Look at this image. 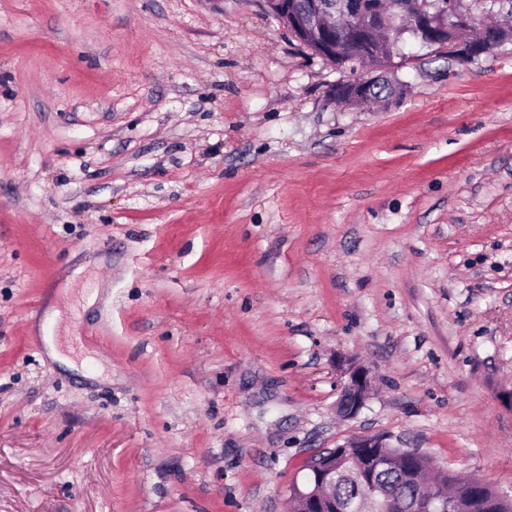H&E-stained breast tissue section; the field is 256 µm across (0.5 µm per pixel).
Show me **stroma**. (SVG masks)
<instances>
[{"label": "stroma", "mask_w": 512, "mask_h": 512, "mask_svg": "<svg viewBox=\"0 0 512 512\" xmlns=\"http://www.w3.org/2000/svg\"><path fill=\"white\" fill-rule=\"evenodd\" d=\"M368 73L263 0H0V512H289L377 434L512 496V43ZM371 79L358 78L350 80L346 83L336 85L330 90L329 97L336 105L345 106L348 102L356 101L364 95L365 90L371 85ZM396 78L388 79L386 76L374 79L372 85L368 88L369 92L366 95V101L381 100L383 98H390L393 94L392 82ZM395 92L392 97H400L407 94V85L402 82L394 83ZM338 402L337 411L341 417L349 418L356 415L365 405L372 387V375L363 365H355L347 372Z\"/></svg>", "instance_id": "35a3bbf8"}]
</instances>
